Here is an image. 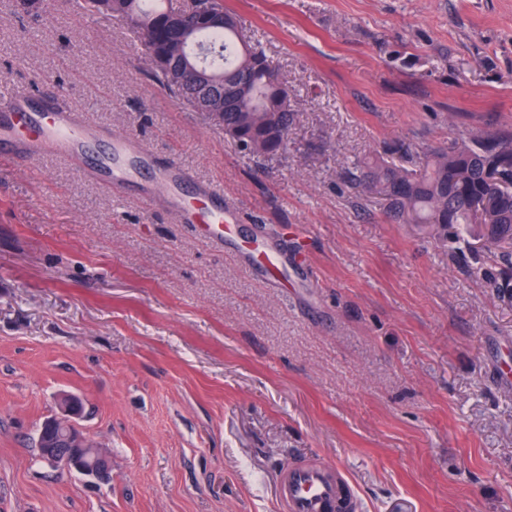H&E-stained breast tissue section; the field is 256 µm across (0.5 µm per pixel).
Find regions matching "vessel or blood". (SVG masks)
Masks as SVG:
<instances>
[{"instance_id":"b4317fda","label":"vessel or blood","mask_w":512,"mask_h":512,"mask_svg":"<svg viewBox=\"0 0 512 512\" xmlns=\"http://www.w3.org/2000/svg\"><path fill=\"white\" fill-rule=\"evenodd\" d=\"M0 137L7 144V158L24 156L32 160L47 155L76 158L92 142L108 139L110 151L99 163L108 186L128 182L141 167L155 165L157 181L144 191L143 201L150 206L164 202L166 208L179 213L183 223L201 227L218 243L223 242L240 214L238 208L218 203V191L209 187L198 204L184 203L177 190L181 175L172 165L154 164L152 153L143 143L100 125L90 114L74 109L61 93L41 97L1 83ZM278 497L283 512H353L355 507L341 469L325 463L288 467L279 480Z\"/></svg>"}]
</instances>
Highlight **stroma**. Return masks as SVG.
Returning a JSON list of instances; mask_svg holds the SVG:
<instances>
[{
  "label": "stroma",
  "mask_w": 512,
  "mask_h": 512,
  "mask_svg": "<svg viewBox=\"0 0 512 512\" xmlns=\"http://www.w3.org/2000/svg\"><path fill=\"white\" fill-rule=\"evenodd\" d=\"M0 0V78L68 95L242 219L223 244L55 157L0 164V512H279L296 461L358 512H512V298L348 179L512 128V0H224L296 113L248 158L151 77L127 26ZM276 268L253 266V247ZM111 460L42 462L59 398Z\"/></svg>",
  "instance_id": "stroma-1"
}]
</instances>
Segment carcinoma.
I'll list each match as a JSON object with an SVG mask.
<instances>
[{"mask_svg": "<svg viewBox=\"0 0 512 512\" xmlns=\"http://www.w3.org/2000/svg\"><path fill=\"white\" fill-rule=\"evenodd\" d=\"M87 14H120L151 69L153 78L185 105L192 103L189 81H173L156 63L168 51L176 59L188 38L205 42L215 53L207 69L224 76L236 95L224 111V136L248 155L272 158L288 152L296 113L276 67L262 47L246 40L224 0H201L206 9L224 12V28L200 24L196 7L184 13L180 28L164 20L171 0H65ZM352 180L383 197L394 224L414 227L442 242L450 230L465 232L488 248L512 246V131L474 133L449 147L430 150L419 170L400 169L382 157L364 162Z\"/></svg>", "mask_w": 512, "mask_h": 512, "instance_id": "obj_1", "label": "carcinoma"}]
</instances>
